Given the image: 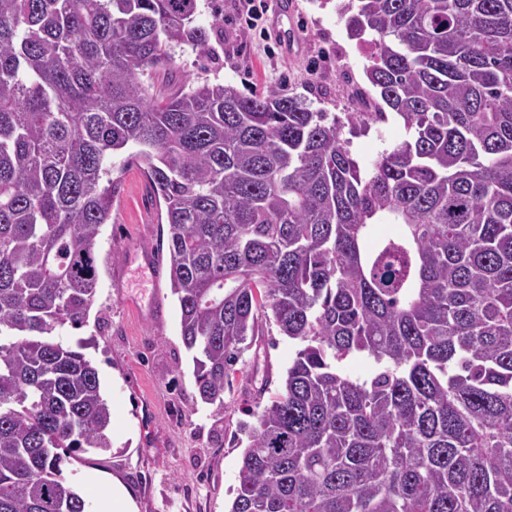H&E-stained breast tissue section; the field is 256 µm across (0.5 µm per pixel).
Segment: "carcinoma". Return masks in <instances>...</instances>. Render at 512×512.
<instances>
[{"label": "carcinoma", "instance_id": "1", "mask_svg": "<svg viewBox=\"0 0 512 512\" xmlns=\"http://www.w3.org/2000/svg\"><path fill=\"white\" fill-rule=\"evenodd\" d=\"M199 2L0 0V512H88L61 452L112 448L59 330L94 303L122 152L165 205L201 401L261 318L299 345L234 434L228 512H512V0H340L384 103L343 121L207 79L149 93L211 55ZM390 111L407 138L365 171L343 130Z\"/></svg>", "mask_w": 512, "mask_h": 512}]
</instances>
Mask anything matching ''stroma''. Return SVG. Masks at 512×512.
Listing matches in <instances>:
<instances>
[{
    "label": "stroma",
    "instance_id": "stroma-1",
    "mask_svg": "<svg viewBox=\"0 0 512 512\" xmlns=\"http://www.w3.org/2000/svg\"><path fill=\"white\" fill-rule=\"evenodd\" d=\"M242 0H224V38L214 56L201 62L192 52L177 53L159 67L151 89L174 92L200 77L219 79L251 96L282 90L312 109L336 116L354 111L351 93L365 84L369 48L348 37L336 0H284L291 5L295 44H277L261 35L270 27L246 23ZM407 133L396 118L351 135V151L362 169H371L386 149ZM112 196V215L98 239L99 282L86 324L64 327L69 344L86 340V357L99 372L111 413L113 450L88 452L63 463L66 477L97 512L101 489L120 480L135 512H228L237 486L241 448L230 440L256 405L264 377L280 379L295 355V342L264 322L257 350L247 351L224 390V407L201 402L193 362L184 347L181 312L170 288L165 208L141 167L124 166ZM151 263H144V256Z\"/></svg>",
    "mask_w": 512,
    "mask_h": 512
}]
</instances>
